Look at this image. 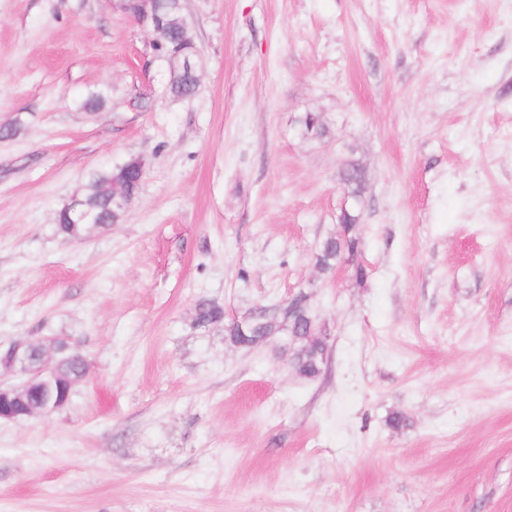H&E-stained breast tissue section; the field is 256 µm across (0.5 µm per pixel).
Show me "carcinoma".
<instances>
[{"label": "carcinoma", "instance_id": "carcinoma-1", "mask_svg": "<svg viewBox=\"0 0 512 512\" xmlns=\"http://www.w3.org/2000/svg\"><path fill=\"white\" fill-rule=\"evenodd\" d=\"M160 47L167 56H172L183 48L180 28L170 29L159 39ZM169 90L178 97H190L196 91V83L191 73L180 67L169 79ZM140 158H129L112 167L91 173L86 192L81 196L83 206L90 211L99 226L113 224L121 217L114 204V196L120 191L131 189L139 179ZM95 228L93 224L73 225L64 213L57 218L58 233L74 240L82 239ZM355 219L352 215L343 216L341 233L325 238L317 254L320 269L329 273L342 259L352 260L358 252L359 241L354 235ZM224 327V336L239 346H253L262 343L270 336H287L298 347L294 354L293 367L297 375L314 379L322 371L328 348V337L322 334L307 304V295L299 292L286 304H258L249 309L242 320L224 322V308L217 303L202 298L195 308L193 327L210 330ZM57 344L70 347L64 369L72 375L84 371L83 355L70 342L60 339Z\"/></svg>", "mask_w": 512, "mask_h": 512}]
</instances>
